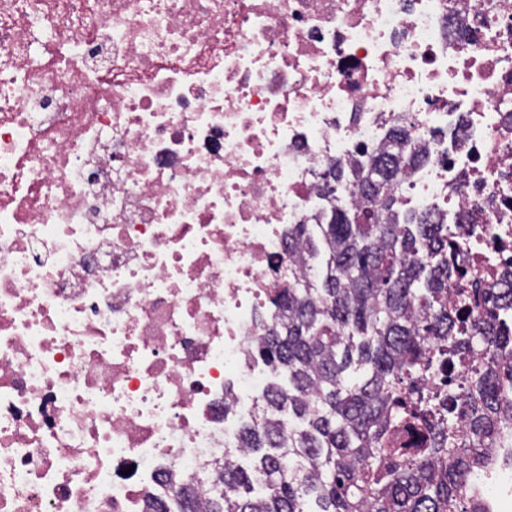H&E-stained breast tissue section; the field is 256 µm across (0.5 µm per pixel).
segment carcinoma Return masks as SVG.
I'll use <instances>...</instances> for the list:
<instances>
[{
  "label": "carcinoma",
  "mask_w": 512,
  "mask_h": 512,
  "mask_svg": "<svg viewBox=\"0 0 512 512\" xmlns=\"http://www.w3.org/2000/svg\"><path fill=\"white\" fill-rule=\"evenodd\" d=\"M392 142L319 239L288 229L321 273L274 300L256 350L275 381L242 430L253 467L217 472L208 512H480L474 468L512 421V285L448 293V226L399 216L394 185L420 157L406 128ZM197 499L186 484L175 509Z\"/></svg>",
  "instance_id": "cac0c4a2"
}]
</instances>
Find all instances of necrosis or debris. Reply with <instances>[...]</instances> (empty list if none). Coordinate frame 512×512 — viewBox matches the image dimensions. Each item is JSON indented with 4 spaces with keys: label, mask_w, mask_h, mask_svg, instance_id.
I'll use <instances>...</instances> for the list:
<instances>
[{
    "label": "necrosis or debris",
    "mask_w": 512,
    "mask_h": 512,
    "mask_svg": "<svg viewBox=\"0 0 512 512\" xmlns=\"http://www.w3.org/2000/svg\"><path fill=\"white\" fill-rule=\"evenodd\" d=\"M410 129L400 213L512 280V0H0V512L219 491L292 224ZM512 473V433L484 449Z\"/></svg>",
    "instance_id": "1"
}]
</instances>
